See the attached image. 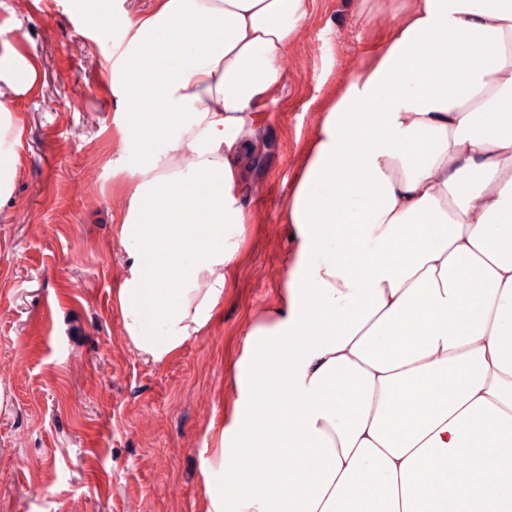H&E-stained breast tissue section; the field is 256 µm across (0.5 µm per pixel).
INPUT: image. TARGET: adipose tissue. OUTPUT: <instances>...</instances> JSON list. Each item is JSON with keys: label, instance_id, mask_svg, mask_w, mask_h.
<instances>
[{"label": "adipose tissue", "instance_id": "ef3b65f1", "mask_svg": "<svg viewBox=\"0 0 512 512\" xmlns=\"http://www.w3.org/2000/svg\"><path fill=\"white\" fill-rule=\"evenodd\" d=\"M311 0H153L112 68L166 133L126 193L128 343L171 359L248 234L245 150ZM147 71L132 82L129 64ZM282 206L206 512H512V0H410L323 104ZM152 319H145V311ZM273 374L258 393V367Z\"/></svg>", "mask_w": 512, "mask_h": 512}]
</instances>
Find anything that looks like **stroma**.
I'll use <instances>...</instances> for the list:
<instances>
[{
    "label": "stroma",
    "mask_w": 512,
    "mask_h": 512,
    "mask_svg": "<svg viewBox=\"0 0 512 512\" xmlns=\"http://www.w3.org/2000/svg\"><path fill=\"white\" fill-rule=\"evenodd\" d=\"M404 0H312L264 105L273 154L250 177L252 224L202 336L153 363L128 344L118 201L163 140L128 134L112 62L151 0H0V29L35 60L10 105L16 172L0 203V512H205L210 425L232 397L246 333L278 303L291 259L279 209L321 104ZM98 16L95 30L76 7Z\"/></svg>",
    "instance_id": "obj_1"
}]
</instances>
